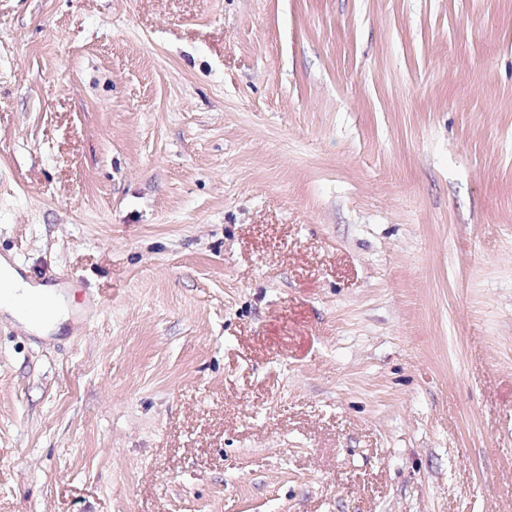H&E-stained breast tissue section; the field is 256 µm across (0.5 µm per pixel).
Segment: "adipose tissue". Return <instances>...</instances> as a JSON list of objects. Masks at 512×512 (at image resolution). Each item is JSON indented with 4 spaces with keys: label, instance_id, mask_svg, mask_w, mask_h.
<instances>
[{
    "label": "adipose tissue",
    "instance_id": "obj_1",
    "mask_svg": "<svg viewBox=\"0 0 512 512\" xmlns=\"http://www.w3.org/2000/svg\"><path fill=\"white\" fill-rule=\"evenodd\" d=\"M0 274L10 284L8 294H0V310L40 336L59 332L70 318L67 301L56 286L35 284L21 278L9 265L0 266Z\"/></svg>",
    "mask_w": 512,
    "mask_h": 512
}]
</instances>
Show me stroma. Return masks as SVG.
Returning <instances> with one entry per match:
<instances>
[{
	"label": "stroma",
	"instance_id": "35a3bbf8",
	"mask_svg": "<svg viewBox=\"0 0 512 512\" xmlns=\"http://www.w3.org/2000/svg\"><path fill=\"white\" fill-rule=\"evenodd\" d=\"M0 512H512V0H0ZM1 273L9 280L8 294H0V310L38 336L57 333L70 319L68 301L58 286L35 284L21 278L2 259ZM24 304L26 308H23Z\"/></svg>",
	"mask_w": 512,
	"mask_h": 512
}]
</instances>
